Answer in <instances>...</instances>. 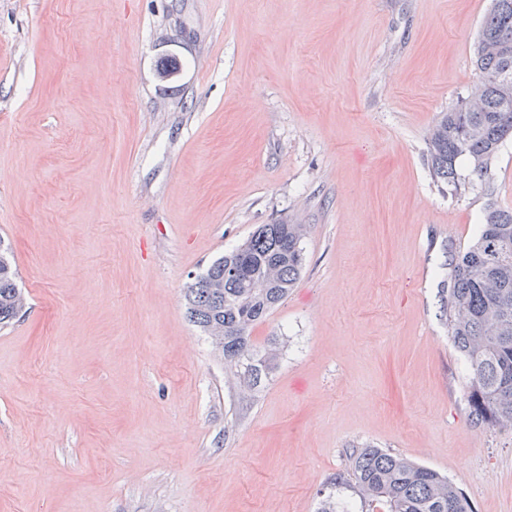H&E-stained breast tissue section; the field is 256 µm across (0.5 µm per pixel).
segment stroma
I'll return each instance as SVG.
<instances>
[{"mask_svg": "<svg viewBox=\"0 0 512 512\" xmlns=\"http://www.w3.org/2000/svg\"><path fill=\"white\" fill-rule=\"evenodd\" d=\"M491 0H0V512H320L348 452L512 512V433L474 426L443 312L489 190L432 178ZM304 268L242 392L183 290L261 224ZM0 240V325L7 326L26 307V297L17 287L16 274Z\"/></svg>", "mask_w": 512, "mask_h": 512, "instance_id": "1", "label": "stroma"}]
</instances>
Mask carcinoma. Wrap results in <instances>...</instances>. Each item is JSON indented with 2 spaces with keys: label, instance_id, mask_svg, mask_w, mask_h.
<instances>
[{
  "label": "carcinoma",
  "instance_id": "carcinoma-1",
  "mask_svg": "<svg viewBox=\"0 0 512 512\" xmlns=\"http://www.w3.org/2000/svg\"><path fill=\"white\" fill-rule=\"evenodd\" d=\"M477 80L469 99L441 113L427 136L431 174L452 191L492 179L493 161L512 139V0H493L474 44ZM466 161L460 171L458 160ZM304 224H261L185 289L190 321L253 390L280 355L277 346L249 358L251 328L287 296L304 267ZM246 266L238 278L227 266ZM26 307L0 242V325ZM448 336L469 369L468 405L476 426L512 431V210L490 203L478 235L452 260L448 274ZM349 470L361 503L386 512H473L448 477L383 448H354Z\"/></svg>",
  "mask_w": 512,
  "mask_h": 512
}]
</instances>
